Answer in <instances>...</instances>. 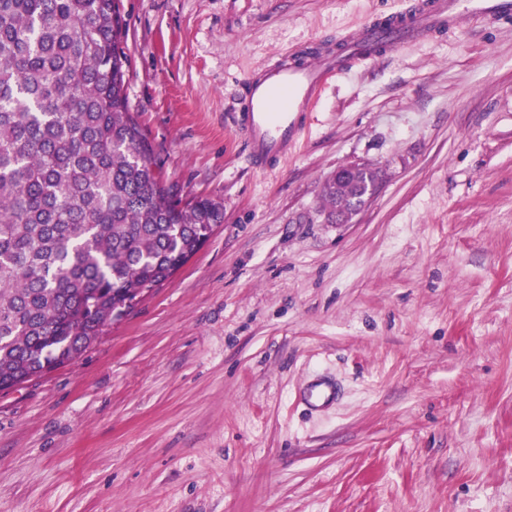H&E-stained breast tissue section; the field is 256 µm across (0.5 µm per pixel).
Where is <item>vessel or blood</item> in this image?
<instances>
[{"label":"vessel or blood","instance_id":"vessel-or-blood-1","mask_svg":"<svg viewBox=\"0 0 512 512\" xmlns=\"http://www.w3.org/2000/svg\"><path fill=\"white\" fill-rule=\"evenodd\" d=\"M505 19H512V0H414L404 11L370 19L344 36L340 46L320 43L280 55L275 63L248 75L238 94L237 130L252 164L270 170L297 150L328 79L351 60L372 59L474 20ZM337 395L336 387L322 378L300 392L314 409L327 407Z\"/></svg>","mask_w":512,"mask_h":512}]
</instances>
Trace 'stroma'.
<instances>
[{
	"mask_svg": "<svg viewBox=\"0 0 512 512\" xmlns=\"http://www.w3.org/2000/svg\"><path fill=\"white\" fill-rule=\"evenodd\" d=\"M410 0H120L129 106L224 221L73 363L0 392V512H512V20L336 73L257 171L238 85ZM380 167L328 223L321 187ZM323 376L336 401H299Z\"/></svg>",
	"mask_w": 512,
	"mask_h": 512,
	"instance_id": "obj_1",
	"label": "stroma"
}]
</instances>
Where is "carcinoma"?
Wrapping results in <instances>:
<instances>
[{
  "label": "carcinoma",
  "instance_id": "obj_1",
  "mask_svg": "<svg viewBox=\"0 0 512 512\" xmlns=\"http://www.w3.org/2000/svg\"><path fill=\"white\" fill-rule=\"evenodd\" d=\"M119 0H0V386L79 358L170 279L223 206L183 203L127 94ZM380 173L325 182L332 218Z\"/></svg>",
  "mask_w": 512,
  "mask_h": 512
}]
</instances>
